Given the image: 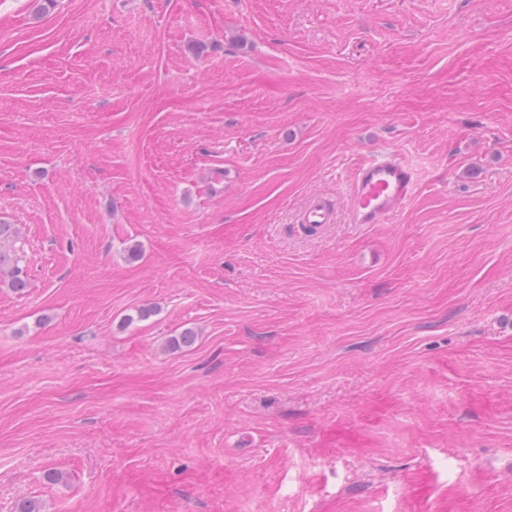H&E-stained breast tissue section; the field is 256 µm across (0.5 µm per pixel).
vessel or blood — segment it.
<instances>
[{
  "mask_svg": "<svg viewBox=\"0 0 512 512\" xmlns=\"http://www.w3.org/2000/svg\"><path fill=\"white\" fill-rule=\"evenodd\" d=\"M415 185L413 169L399 155L375 152L353 175L347 200L351 223H385L411 198ZM335 215L332 203L317 196L302 212L300 222L317 229L334 223Z\"/></svg>",
  "mask_w": 512,
  "mask_h": 512,
  "instance_id": "vessel-or-blood-1",
  "label": "vessel or blood"
}]
</instances>
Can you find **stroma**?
Wrapping results in <instances>:
<instances>
[{
    "label": "stroma",
    "mask_w": 512,
    "mask_h": 512,
    "mask_svg": "<svg viewBox=\"0 0 512 512\" xmlns=\"http://www.w3.org/2000/svg\"><path fill=\"white\" fill-rule=\"evenodd\" d=\"M0 222V512H512V0H0ZM413 169L398 154L375 152L353 175L347 206L350 223L384 224L414 193ZM335 208L324 197L315 196L300 216V223L306 228L317 229L335 222ZM21 244V234L15 224H0V283L5 275L8 286L17 292L28 284L27 272L21 265Z\"/></svg>",
    "instance_id": "obj_1"
}]
</instances>
